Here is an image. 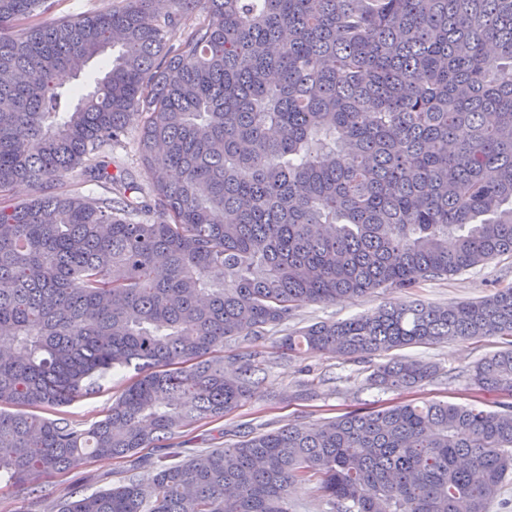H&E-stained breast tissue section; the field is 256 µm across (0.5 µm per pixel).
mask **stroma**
<instances>
[{"mask_svg": "<svg viewBox=\"0 0 512 512\" xmlns=\"http://www.w3.org/2000/svg\"><path fill=\"white\" fill-rule=\"evenodd\" d=\"M139 129L130 124L122 142L112 148L111 172L124 175L138 186H146L147 173L138 152ZM512 286V254L501 256L457 275L420 282L409 291L375 290L374 293L351 297L341 302L311 303L295 309L288 320L270 329L265 337L254 343H233L225 354L254 349L260 351L265 378L254 390V397L246 406L218 420L192 424L180 432V440L188 452L216 448L232 441L234 435L249 428L264 425L280 429L292 423L314 422L362 407L388 405L396 402L393 393H384L370 387L366 378L379 357L346 359L333 354L299 351L281 357L277 341L288 333L298 331L316 322H341L357 315L371 313L387 302L420 299L432 304L477 300L494 293L495 289ZM497 337L482 339H454L434 345H410L400 348L399 356L437 365V376L414 392V399L466 403L481 398L485 409L498 407L494 395L477 396L470 375L482 358L500 349ZM136 376L129 368L100 391L73 405L59 408V416L90 426L102 419L116 397ZM317 382V394L310 399L298 398L300 387ZM128 468L123 460L99 461L85 458L76 468L49 477L48 484L56 495H64L74 488L92 494L123 479Z\"/></svg>", "mask_w": 512, "mask_h": 512, "instance_id": "1", "label": "stroma"}]
</instances>
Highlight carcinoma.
Instances as JSON below:
<instances>
[{"label": "carcinoma", "mask_w": 512, "mask_h": 512, "mask_svg": "<svg viewBox=\"0 0 512 512\" xmlns=\"http://www.w3.org/2000/svg\"><path fill=\"white\" fill-rule=\"evenodd\" d=\"M49 10L0 0V480L29 486L18 512H290L296 482L326 512H487L512 474V287L280 340L352 357L499 337L472 370L498 411L410 399L188 455L174 436L251 399L261 352L226 374V344L512 254V0H124L15 33ZM110 48L92 90L67 88ZM132 120L147 195L108 176ZM80 164L108 196L59 187ZM18 183L35 194L5 203ZM130 367L87 429L36 413ZM436 372L394 357L368 382L404 393ZM158 443L170 462L150 484L44 509L34 476Z\"/></svg>", "instance_id": "cac0c4a2"}]
</instances>
